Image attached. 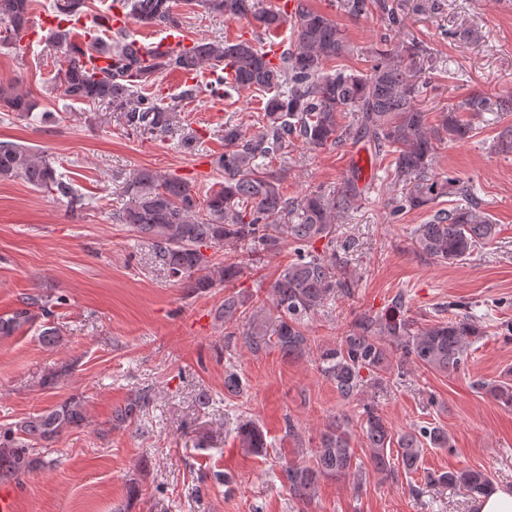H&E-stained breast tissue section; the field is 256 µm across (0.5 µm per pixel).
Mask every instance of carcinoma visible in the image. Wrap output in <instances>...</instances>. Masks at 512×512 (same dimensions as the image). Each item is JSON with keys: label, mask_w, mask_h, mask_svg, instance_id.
<instances>
[{"label": "carcinoma", "mask_w": 512, "mask_h": 512, "mask_svg": "<svg viewBox=\"0 0 512 512\" xmlns=\"http://www.w3.org/2000/svg\"><path fill=\"white\" fill-rule=\"evenodd\" d=\"M136 21L153 27H180L176 0H120ZM229 21L248 19L262 33L291 30L290 45L273 63L265 49L253 40L197 39L178 52L160 54L123 34L94 45L107 52L109 63L94 68L85 61L84 47L73 42L70 32L50 30L46 41L60 52V87L63 96L87 105L105 104L117 113L127 133L164 138L179 123L182 101L205 95L222 99L231 89H254L264 93L260 130L245 136L232 123L224 124V152L211 159L213 169L224 174L219 188L204 194L188 180L142 167L122 178L119 192L122 207L115 220L128 225L140 237L152 242L157 262L185 287L202 292L218 283L230 284L244 275V262H217L206 250L232 242L249 257L279 254L284 246L294 259L270 285V306L256 304L250 293L224 297V323L245 319L242 336L254 354L278 349L283 355H304L309 338L303 330L305 317L319 312L326 301L340 293H352L353 283L346 267L355 242L339 236V221L362 202L359 172L352 168L333 191H312L290 200L282 193L283 176L272 167L285 150L302 143L314 149L340 146L349 140L365 143L378 157L393 155V181L405 192L390 204L397 219L413 210L432 207L449 194L469 195L468 187L451 175L431 173L438 145L445 140L473 136L465 113L488 110L512 112V97L493 98L472 91L443 113L434 124L417 104L423 85L417 81L414 60L424 56L417 44L396 48L389 33H383L370 49V67L353 72L343 67L328 68L353 52L351 43L326 14L296 0L294 12L266 7L261 0H185ZM85 0H55L62 16L84 13ZM340 8L353 17L379 11L392 27L398 16L388 0H340ZM33 0H0V45L20 49L21 34L30 25ZM209 70L214 78L206 86H189L179 97L165 103L147 91L163 71L183 73ZM0 104L19 117H27L37 102L18 92L11 84H0ZM356 119L346 121V114ZM20 178L37 190H53L67 199L73 218L87 208L84 195L65 181L48 156L32 153L11 141L0 140V181ZM497 225L479 214L475 206L439 209L421 226L419 247L429 257L443 262H460L477 245L491 240ZM322 244L317 248L316 244ZM23 307L0 318V336H10L27 323L31 309L47 314L50 299L33 294L22 300ZM448 319L419 328L407 318L361 313L339 343L318 353V368L340 396L349 400L358 394L362 372L385 373L392 362L403 369L409 364L454 373L467 361L472 345L484 335L471 306L450 305ZM224 389L243 391V382L229 364L224 371ZM483 389L504 407L512 408V384L501 381ZM148 391H136L113 411L117 426L139 419L149 406ZM88 421L85 401L79 396L0 427V479L18 478L50 465L37 442L50 445L70 428ZM363 437L372 449L373 469L395 480L398 469L418 470L423 449L449 448L448 433L437 427H422L394 436L374 409L364 411ZM242 448L260 453L267 447L266 436L255 422L247 420L238 428ZM397 444L396 455L387 449ZM360 467L354 462L351 434L338 420L321 432L308 464L283 468L290 497L302 504L311 502L320 484L329 479L359 480ZM424 484L464 490L475 497L491 488L488 476L474 469L428 471Z\"/></svg>", "instance_id": "obj_1"}]
</instances>
